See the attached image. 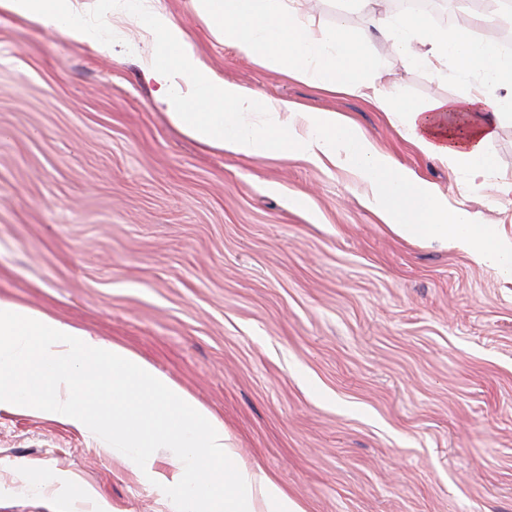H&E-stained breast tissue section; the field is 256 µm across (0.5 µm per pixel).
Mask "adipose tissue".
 <instances>
[{"instance_id":"1","label":"adipose tissue","mask_w":512,"mask_h":512,"mask_svg":"<svg viewBox=\"0 0 512 512\" xmlns=\"http://www.w3.org/2000/svg\"><path fill=\"white\" fill-rule=\"evenodd\" d=\"M195 11L224 43L245 56H260L284 71L314 78L327 90L351 91L359 74L372 68L360 42L343 25L320 29L301 17L302 0H192ZM130 0H105V15L128 14ZM152 52L143 71L155 86V101L169 121L199 143L237 157L292 152L316 163L349 172L368 188L366 204L393 232L426 244L457 247L475 262L512 278V240L493 225L448 198L414 171L379 151L367 135L334 112H298L292 104L216 77L197 57L183 27L161 7L137 8ZM0 12L42 24L78 44L108 53L106 28L85 22L74 0H0ZM391 32L398 57L409 67L432 71L451 62L476 72L480 91L454 99L435 98L421 105L397 101L380 89L376 100L403 115L409 139L451 168L468 170L475 189L487 186L495 161L487 145L498 131L512 98L495 89L512 88V55L499 45L473 37L469 26L442 32L417 16L381 21Z\"/></svg>"}]
</instances>
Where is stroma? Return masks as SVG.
I'll return each instance as SVG.
<instances>
[{
  "instance_id": "1",
  "label": "stroma",
  "mask_w": 512,
  "mask_h": 512,
  "mask_svg": "<svg viewBox=\"0 0 512 512\" xmlns=\"http://www.w3.org/2000/svg\"><path fill=\"white\" fill-rule=\"evenodd\" d=\"M227 82L340 113L512 239V118L472 190L375 104L454 98L474 76L406 66L385 39L350 93L225 45L192 0H161ZM353 38L388 11L306 0ZM111 54L0 14V298L121 344L168 375L307 512H512V279L396 236L346 171L199 145L154 102L136 19ZM147 481L101 438L0 408V512H175L168 450Z\"/></svg>"
}]
</instances>
